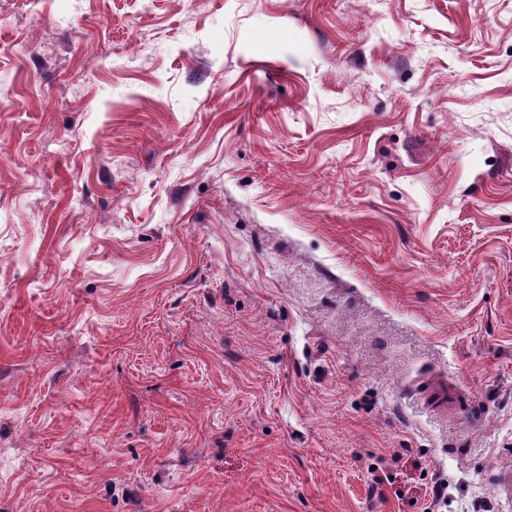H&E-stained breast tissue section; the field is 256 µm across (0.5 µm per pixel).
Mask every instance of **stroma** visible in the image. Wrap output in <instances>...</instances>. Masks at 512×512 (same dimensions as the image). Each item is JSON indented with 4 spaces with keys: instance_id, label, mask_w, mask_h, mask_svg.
<instances>
[{
    "instance_id": "35a3bbf8",
    "label": "stroma",
    "mask_w": 512,
    "mask_h": 512,
    "mask_svg": "<svg viewBox=\"0 0 512 512\" xmlns=\"http://www.w3.org/2000/svg\"><path fill=\"white\" fill-rule=\"evenodd\" d=\"M509 469L512 0H0V512Z\"/></svg>"
}]
</instances>
